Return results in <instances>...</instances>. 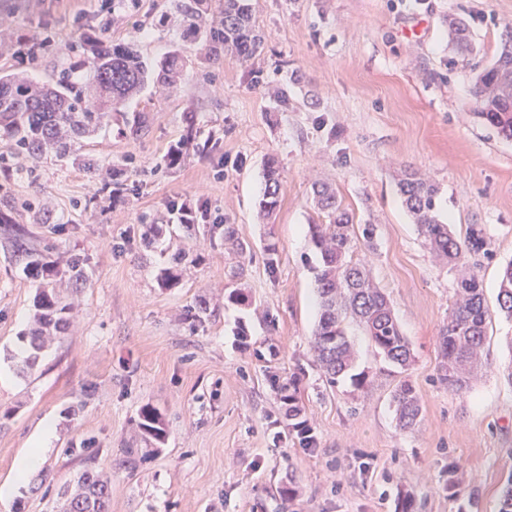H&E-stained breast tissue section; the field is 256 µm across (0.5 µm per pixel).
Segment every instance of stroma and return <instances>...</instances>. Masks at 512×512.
I'll return each instance as SVG.
<instances>
[{
  "label": "stroma",
  "mask_w": 512,
  "mask_h": 512,
  "mask_svg": "<svg viewBox=\"0 0 512 512\" xmlns=\"http://www.w3.org/2000/svg\"><path fill=\"white\" fill-rule=\"evenodd\" d=\"M253 2L260 55L193 67L174 91L148 80L129 103L148 118L143 134L116 116L84 141L83 157L111 167L119 194L69 160L17 156L0 170V209L33 243L83 257L86 276L72 327L23 371L19 336L37 283L0 247V484L39 424L55 427L39 468L0 512H61L64 487L89 464L111 479L110 512H498L512 478V321L496 313L500 269L512 260V140L477 116L473 87L512 41V0ZM170 3L140 0L114 18L102 0H16L18 32L49 25L56 50L35 67L23 55L0 59V72L44 82L75 65L67 49L83 16L156 65L189 41L161 26ZM454 17L470 27L471 55L450 45ZM189 111L216 148L168 166ZM271 156L283 171L281 205L265 220L256 201ZM407 170L438 185L440 217L457 237L475 224L488 243L475 261L492 317L464 393L437 372L459 273L419 236L398 191ZM317 183L335 188L355 223L374 225L373 248L354 258L388 296L414 358L406 374L391 372L349 323L356 368L368 373L358 392L347 378L328 387L310 350ZM182 203L202 206L210 226L187 236L170 211ZM150 224L160 232L149 239ZM228 224L251 250L246 304L228 298L237 263L224 247ZM182 250L191 264L179 284L162 286L161 269ZM201 303L206 314L192 319ZM291 378L309 448L289 425L281 387ZM402 378L422 406L407 432L390 405ZM147 403L167 427L154 448L136 427ZM85 439L89 457L77 450Z\"/></svg>",
  "instance_id": "35a3bbf8"
}]
</instances>
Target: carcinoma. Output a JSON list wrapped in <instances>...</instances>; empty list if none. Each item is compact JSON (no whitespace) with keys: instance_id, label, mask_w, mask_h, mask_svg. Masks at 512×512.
<instances>
[{"instance_id":"1","label":"carcinoma","mask_w":512,"mask_h":512,"mask_svg":"<svg viewBox=\"0 0 512 512\" xmlns=\"http://www.w3.org/2000/svg\"><path fill=\"white\" fill-rule=\"evenodd\" d=\"M210 0H175L167 24L186 30L190 44L170 52L160 63L157 80L162 86L175 88L185 79L195 60L213 64L225 50L241 60L253 58L260 48L255 33L251 0H224L222 15L209 19ZM452 46L466 56L473 51L467 23L458 18L451 23ZM0 44L7 55L30 54L29 42L17 34L14 25L0 20ZM83 54L80 67L86 69L82 79L74 78L65 68L50 83H38L21 73L0 74V143L14 154L32 161L51 154L62 155L69 149L78 151V140L94 135L104 127L112 113L121 114L127 102L141 92L147 69L140 56L125 44H114L93 32H84L78 44ZM473 94L479 115L505 139H512V45L504 44L496 62L477 77ZM213 146L210 139L199 141L191 130L186 141L168 154L167 163L175 167L190 154L203 155ZM264 189L258 209L270 218L280 207L282 170L273 157L264 168ZM404 202L416 220L418 232L426 246L446 260L452 268L468 264L469 259L485 251L483 230L470 225L465 237H455L439 216L437 187L406 172L400 183ZM318 209L327 218L325 224L309 226L311 242L319 253L312 267L320 298L321 313L311 340V349L326 383L336 384L339 377L353 368V352L346 332L348 319L363 326L377 353L390 364L405 370L411 362L406 337L393 316L387 295L378 288L367 267L353 260L357 243L372 244L374 228L370 224L355 226L350 212L328 184L313 187ZM0 237L10 242L24 270L39 280L33 298V324L21 336L26 344L24 364L33 368L43 351L67 331L71 304L57 289L62 275L57 262L50 260L56 245L41 249L27 244L28 229L10 214L0 211ZM224 241L237 256L246 259L249 246L239 240L231 224L224 225ZM175 265L164 269L161 280L178 283L189 253L174 258ZM69 278L76 288L86 284L84 260L78 255L67 262ZM500 311L512 318V261L502 269L499 295ZM489 312L484 304L482 281L474 271L457 283L456 301L443 325L440 336V380L455 392H465L477 373L485 341ZM398 427L410 431L418 424L421 404L413 385L402 380L392 395ZM137 427L141 437L154 444L164 442L166 424L152 405L141 406ZM64 512H109L110 479L88 467L76 484L64 491Z\"/></svg>"}]
</instances>
